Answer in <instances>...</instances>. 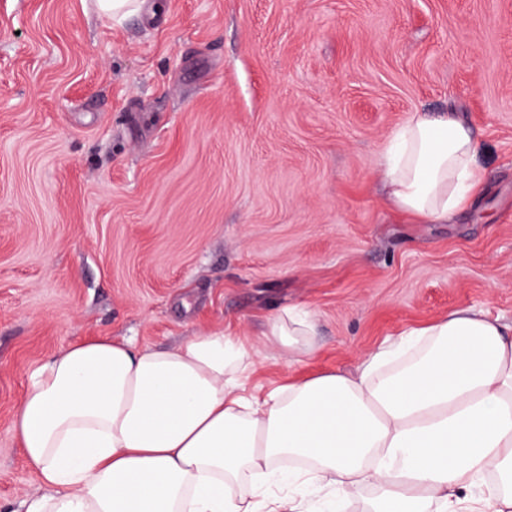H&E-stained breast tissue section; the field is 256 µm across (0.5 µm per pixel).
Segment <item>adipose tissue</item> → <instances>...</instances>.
Masks as SVG:
<instances>
[{"label":"adipose tissue","instance_id":"ef3b65f1","mask_svg":"<svg viewBox=\"0 0 512 512\" xmlns=\"http://www.w3.org/2000/svg\"><path fill=\"white\" fill-rule=\"evenodd\" d=\"M401 212L448 222L485 182L455 113L414 112L382 162ZM314 321L282 310L265 336L294 361ZM223 332L169 350L99 336L28 375L12 430L40 496L26 512H512V322L466 308L410 330L354 371L248 388Z\"/></svg>","mask_w":512,"mask_h":512}]
</instances>
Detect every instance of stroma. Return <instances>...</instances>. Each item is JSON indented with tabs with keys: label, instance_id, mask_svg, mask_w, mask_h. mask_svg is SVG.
Listing matches in <instances>:
<instances>
[{
	"label": "stroma",
	"instance_id": "35a3bbf8",
	"mask_svg": "<svg viewBox=\"0 0 512 512\" xmlns=\"http://www.w3.org/2000/svg\"><path fill=\"white\" fill-rule=\"evenodd\" d=\"M448 109L485 188L416 224L380 160ZM285 307L315 318L301 362L266 344ZM458 308L512 320V0H0V506L41 492L11 422L76 340L229 331L267 388ZM98 10L112 18H124L141 8L138 0H96Z\"/></svg>",
	"mask_w": 512,
	"mask_h": 512
}]
</instances>
